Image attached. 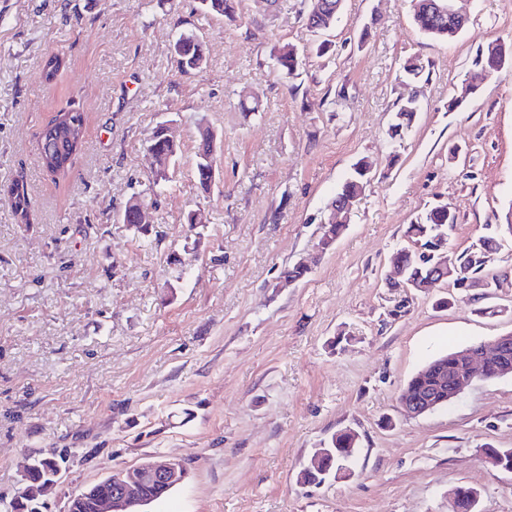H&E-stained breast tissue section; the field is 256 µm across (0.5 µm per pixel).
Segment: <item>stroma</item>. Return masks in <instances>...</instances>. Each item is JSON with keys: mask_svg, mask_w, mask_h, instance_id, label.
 Wrapping results in <instances>:
<instances>
[{"mask_svg": "<svg viewBox=\"0 0 512 512\" xmlns=\"http://www.w3.org/2000/svg\"><path fill=\"white\" fill-rule=\"evenodd\" d=\"M307 3L239 0L230 23L197 0H0V186L23 182L33 201L20 224L0 197V512L48 453L66 462L44 512L154 454L187 479L149 512H453L458 486L478 489L476 512H512V473L479 459L485 445L512 448V377L475 381L417 419L398 401L436 355L512 332V239L486 284L389 282L408 224L432 207L455 211L458 252L504 220L512 61L462 109L448 103L478 48L512 44V0H465L451 41L416 28L412 0H343L323 56ZM184 30L206 48L189 75L171 55ZM287 43L300 56L290 78L271 62ZM51 55L68 67L45 85ZM412 55L429 81L393 139ZM252 97L257 111L242 109ZM70 109L85 115L84 146L58 178L39 136ZM165 120L181 153L157 186L147 139ZM202 121L218 134L206 193ZM361 159L372 180L323 250L329 201ZM133 197L151 211L148 237L120 221ZM198 210L205 224L189 226ZM303 259L305 276L278 287ZM345 431L352 475L298 481Z\"/></svg>", "mask_w": 512, "mask_h": 512, "instance_id": "35a3bbf8", "label": "stroma"}]
</instances>
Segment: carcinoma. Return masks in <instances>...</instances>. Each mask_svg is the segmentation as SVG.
<instances>
[{
    "label": "carcinoma",
    "instance_id": "1",
    "mask_svg": "<svg viewBox=\"0 0 512 512\" xmlns=\"http://www.w3.org/2000/svg\"><path fill=\"white\" fill-rule=\"evenodd\" d=\"M437 0H415L413 20L420 32L439 40H453L457 38L461 31L458 23L443 18L436 13L434 3ZM342 0H310L309 9L306 15V27L312 33L330 28L338 15V9L341 8ZM199 6L202 10L212 15L222 17L230 22L236 19V0H199ZM178 46L172 50L173 60L177 70L182 74H190L199 70L206 61V51L200 38L188 31H184L177 39ZM512 60V47L496 41L488 43L479 50L473 59L470 68L466 73L464 80L465 95L476 94L484 83L492 76L489 71L490 63L498 62L503 64L506 60ZM274 67L287 76H291L299 66V57L297 49L286 44L279 48L273 56ZM64 66V60L58 55L47 58L39 70V78L44 83H51L55 80L58 72ZM401 74L406 84L412 86V93L402 100L395 111L393 123L389 127L390 136L399 137L405 130L411 127L417 112L421 109L420 98L421 88L428 81L429 74L426 73V65L417 56H410L404 60L401 65ZM52 124L62 126L67 129L68 135L72 136L73 141L67 143L64 152H47L40 156L42 167L54 176H64L70 169L72 156L80 151L84 145L85 116L78 111H64L59 113ZM154 155L157 160L158 168L154 171V183L169 181V177L164 174V170L174 168L181 152L180 146L165 137L156 127L151 133V140ZM367 162L364 159L356 163L357 169L353 174L343 182L335 197L355 198L362 195L366 179L363 169ZM212 167V161L201 153H196L195 176L200 189L208 191L211 186L209 170ZM13 201L10 202L11 209L17 220L27 224L30 222L32 210V200L24 184L18 182L12 184ZM122 223L133 228L135 232L146 235L149 233L148 225L139 223L138 211L131 203H126L121 215ZM444 224L448 229H453L457 224V217L454 212L448 210V206L437 205L427 211L424 215L418 217L416 221L407 228V236L414 243L422 244L426 247L432 243L434 236V227ZM346 230L344 224H328L323 230L322 244L323 248L328 250L332 248L336 241ZM484 249L467 250L461 253L450 252L448 259L451 264L468 272V279L478 282L488 267L489 256L499 248V242L494 237H487L482 241ZM438 257H426L416 251L402 250L395 256V261L402 264L406 276L421 283L430 274L435 272V263ZM435 377L428 371H419L407 383L405 390L408 393H417L419 391L434 390ZM336 474V468L333 465L321 463L319 465H309L299 473L300 481L304 483H321L328 477ZM54 488L52 479L36 475L32 478V483L24 490L21 495L11 504V512H35L40 502Z\"/></svg>",
    "mask_w": 512,
    "mask_h": 512
}]
</instances>
